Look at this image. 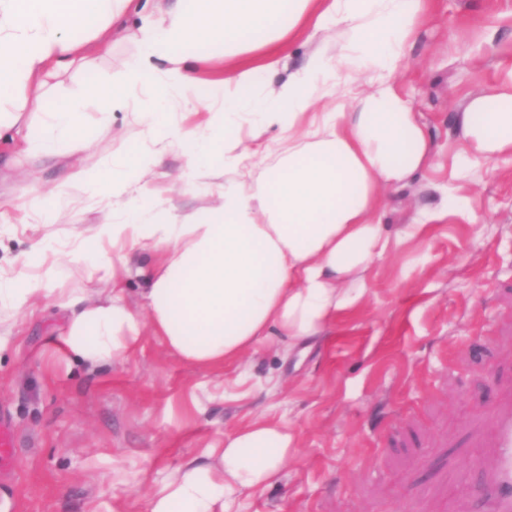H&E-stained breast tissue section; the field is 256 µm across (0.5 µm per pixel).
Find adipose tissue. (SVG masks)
Here are the masks:
<instances>
[{
	"mask_svg": "<svg viewBox=\"0 0 512 512\" xmlns=\"http://www.w3.org/2000/svg\"><path fill=\"white\" fill-rule=\"evenodd\" d=\"M428 3L155 0L133 28V0H0V136L19 135L20 154H74L91 102L130 112L153 136L152 148H133L122 163H80L71 175L72 185L107 198L112 215L71 244L98 287L66 295L54 349L92 371L150 334L183 361L217 370L274 341L320 336L349 310L359 298L351 283L393 244L376 218L380 187L404 183L430 158L428 133L396 81ZM308 28L335 33V54L314 49L285 82L263 88L274 66L244 62L247 45L276 55ZM122 40L139 51L118 84L59 98L37 135H21L27 109L41 110L73 67H90ZM193 47L224 69L209 89L187 66ZM362 78L367 91L354 92ZM173 103L209 115L172 123L164 109ZM459 124L464 164L512 156V78L471 99ZM270 128L280 137L259 167L245 142ZM166 149L184 153L185 185L216 180L214 204L144 206L145 172ZM54 249L45 236L24 268L0 265V314L53 295ZM139 251L156 257L134 302L125 283ZM293 448L287 425L254 420L205 461L153 480L147 512H235L243 494L279 479Z\"/></svg>",
	"mask_w": 512,
	"mask_h": 512,
	"instance_id": "obj_1",
	"label": "adipose tissue"
}]
</instances>
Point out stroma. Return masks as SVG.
Here are the masks:
<instances>
[{
	"label": "stroma",
	"mask_w": 512,
	"mask_h": 512,
	"mask_svg": "<svg viewBox=\"0 0 512 512\" xmlns=\"http://www.w3.org/2000/svg\"><path fill=\"white\" fill-rule=\"evenodd\" d=\"M137 52L72 72L60 95L119 80ZM512 76V0H431L398 74L425 125L431 163L381 191L383 223L400 230L464 199L425 237L400 239L371 265L353 311L288 353L260 348L249 369L201 370L144 336L123 361L85 372L52 354L62 332L56 298L14 316L0 350V415L16 456L0 470V512H147L144 469L202 459L224 435L259 418L288 424L295 448L281 479L244 495L238 512H481L495 473L494 418L512 415V158L459 170L467 142L458 115ZM89 163L119 161L148 143L129 113L90 110ZM73 157L22 156L0 142V262L23 267L39 235L66 242L101 221L99 200L32 227L33 190L64 183ZM186 158L166 152L148 176L183 210L208 205L174 190ZM120 462L127 483L112 486Z\"/></svg>",
	"instance_id": "35a3bbf8"
}]
</instances>
